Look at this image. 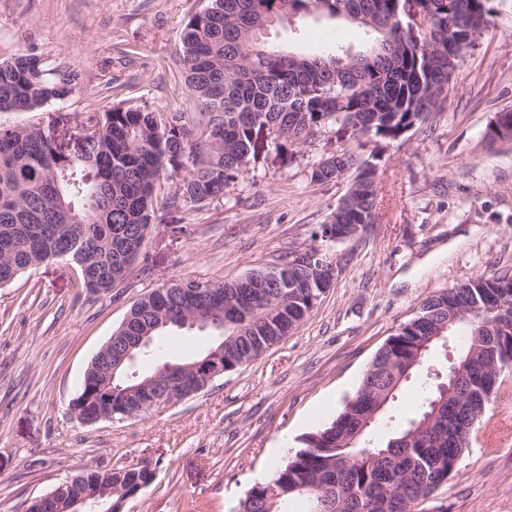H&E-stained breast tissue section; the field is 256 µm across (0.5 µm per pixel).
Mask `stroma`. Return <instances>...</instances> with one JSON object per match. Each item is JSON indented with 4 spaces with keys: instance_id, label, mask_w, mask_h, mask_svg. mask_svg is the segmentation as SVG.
I'll return each mask as SVG.
<instances>
[{
    "instance_id": "1",
    "label": "stroma",
    "mask_w": 512,
    "mask_h": 512,
    "mask_svg": "<svg viewBox=\"0 0 512 512\" xmlns=\"http://www.w3.org/2000/svg\"><path fill=\"white\" fill-rule=\"evenodd\" d=\"M206 0H0V60L37 49L65 58L80 78L62 105L0 112L35 121L72 152L81 113L119 102L192 111L180 75V33ZM495 12L444 94L443 108L403 139L380 145L379 220L366 233L322 241L321 226L351 177L315 181L322 157L353 143L336 129L296 148L287 165L258 163L204 208L157 211L122 283L81 293L66 260L43 263L0 287V512L88 468L149 465L150 484L123 512H236L247 491L302 438L354 396L376 352L428 296L478 275L512 271V141L489 143L495 117L512 111V0ZM361 26L312 18L271 27L268 43L309 54L340 41L363 49ZM186 225L172 235L170 223ZM324 247L335 280L302 325L249 365L161 412L85 423L71 411L85 373L131 307L164 284L233 281L291 251ZM427 369L399 390L389 412H416ZM424 512H512V372L457 475Z\"/></svg>"
}]
</instances>
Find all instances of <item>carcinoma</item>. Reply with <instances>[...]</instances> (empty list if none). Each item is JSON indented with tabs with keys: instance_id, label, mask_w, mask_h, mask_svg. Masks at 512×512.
Segmentation results:
<instances>
[{
	"instance_id": "carcinoma-1",
	"label": "carcinoma",
	"mask_w": 512,
	"mask_h": 512,
	"mask_svg": "<svg viewBox=\"0 0 512 512\" xmlns=\"http://www.w3.org/2000/svg\"><path fill=\"white\" fill-rule=\"evenodd\" d=\"M434 19L426 42L409 41L402 0H208L186 19L181 32V77L192 112H157L116 104L104 112L81 113L88 139L78 151L55 147L54 132L38 123H0V285L37 265L65 259L80 273V287L108 292L140 255L161 182L169 183L165 204L178 211L219 200L252 163L259 145L288 159L316 133L350 129L355 144L322 159L311 179L328 181L341 165L354 172L336 205L340 224L365 233L379 218L376 175L379 143L396 141L441 108L461 63L494 12L492 0H416ZM298 14L358 23L373 36L363 50L336 43L324 55L271 47L262 33ZM78 75L62 58L34 52L0 62V112L33 113L78 91ZM507 123L489 127L487 138L512 140ZM288 254L295 266L286 288L244 276L242 288L195 280L157 288L130 310V329L116 336L149 334L118 368L114 387L104 379L83 382L73 400L81 413L99 418L135 405L128 392L165 372L171 362L138 376L135 360L161 356L157 338L179 329L186 317L210 313L223 330L206 329L211 347L224 343V368L251 350L275 344L297 328L320 295L310 283L311 253ZM466 312L454 365L463 378L443 391L439 372L412 417L376 435L402 385L443 345L433 332L453 310ZM354 397L338 415L302 440V447L274 464L271 477L252 486L239 512H289L296 498L307 512H423L417 506L457 471L458 463L486 419L512 370V274L493 272L427 298L417 316L400 325L377 351ZM382 398L373 421L366 413ZM367 449L371 455L361 456ZM149 465L86 469L75 476L80 489L112 487L108 503L148 485Z\"/></svg>"
}]
</instances>
